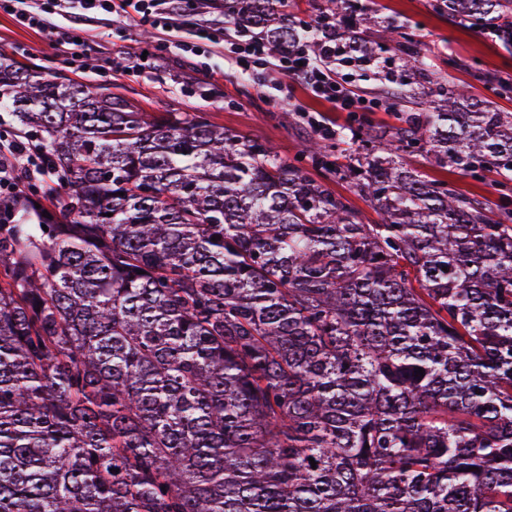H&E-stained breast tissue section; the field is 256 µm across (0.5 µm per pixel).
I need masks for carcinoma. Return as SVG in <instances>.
<instances>
[{
  "label": "carcinoma",
  "mask_w": 512,
  "mask_h": 512,
  "mask_svg": "<svg viewBox=\"0 0 512 512\" xmlns=\"http://www.w3.org/2000/svg\"><path fill=\"white\" fill-rule=\"evenodd\" d=\"M284 7L224 22L362 70L388 47L399 105L427 88L337 136L343 163L304 148L374 223L202 112L0 53V124L52 181L0 210V512H512V197L409 162L505 187L512 113L441 83L398 16ZM432 8L512 47V0ZM413 164L433 178L448 180L466 194H474L492 202L496 201L498 198V190L496 187L490 185L491 182L489 179L485 182H478L471 178L462 177L456 172L449 171V169H441L431 164L424 156L414 158Z\"/></svg>",
  "instance_id": "1"
}]
</instances>
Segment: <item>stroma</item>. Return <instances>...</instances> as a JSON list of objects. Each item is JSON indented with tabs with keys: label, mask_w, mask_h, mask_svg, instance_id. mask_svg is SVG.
Instances as JSON below:
<instances>
[{
	"label": "stroma",
	"mask_w": 512,
	"mask_h": 512,
	"mask_svg": "<svg viewBox=\"0 0 512 512\" xmlns=\"http://www.w3.org/2000/svg\"><path fill=\"white\" fill-rule=\"evenodd\" d=\"M380 15H397L417 30L433 63L447 55L461 64L444 76L452 86L466 88L472 99L491 101L499 111L512 112V93L499 94L496 80L512 81V52L492 34L474 29L448 16L435 13L431 0H364ZM94 40L84 67H76L42 32L19 26L13 16L0 13V52L25 64H38L45 72H60L86 83L108 85L113 92L136 101L153 112L172 107L182 112H203L209 120L251 138L272 143L279 153L309 168L313 178L319 170L303 154L314 136L304 114L317 112L334 130L346 128L345 113L332 104L314 99L303 87L283 84L275 58L242 70L231 44L217 45L186 57L177 50L159 51L155 67L139 68L143 52L158 51V35L148 26H136L113 16L89 25ZM351 87L379 102L368 113L373 127L401 126L404 109L387 86L370 72L347 69ZM290 99L278 102L280 87Z\"/></svg>",
	"instance_id": "35a3bbf8"
}]
</instances>
